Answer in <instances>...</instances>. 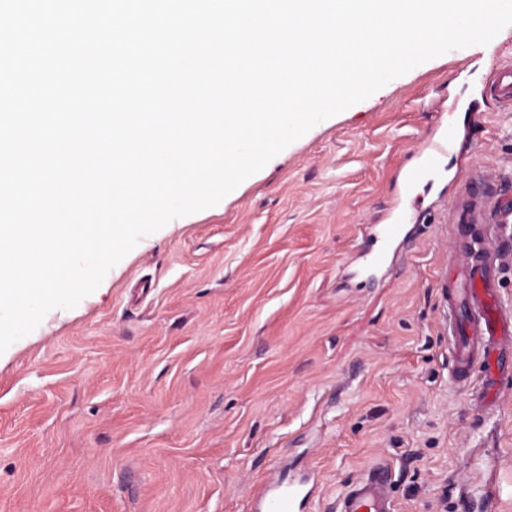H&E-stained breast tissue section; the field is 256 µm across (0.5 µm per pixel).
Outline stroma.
<instances>
[{"label":"stroma","mask_w":512,"mask_h":512,"mask_svg":"<svg viewBox=\"0 0 512 512\" xmlns=\"http://www.w3.org/2000/svg\"><path fill=\"white\" fill-rule=\"evenodd\" d=\"M510 59L512 25L416 66L1 352L0 512H250L260 485L307 476L310 512H333L375 464L395 512H466L489 480L512 512V376L489 407L481 368L452 382L447 180L390 267L346 264L445 121L449 171L483 166L512 196V106L451 109Z\"/></svg>","instance_id":"obj_1"}]
</instances>
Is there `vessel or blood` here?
<instances>
[{
    "label": "vessel or blood",
    "instance_id": "b4317fda",
    "mask_svg": "<svg viewBox=\"0 0 512 512\" xmlns=\"http://www.w3.org/2000/svg\"><path fill=\"white\" fill-rule=\"evenodd\" d=\"M482 93L512 105L511 62L493 69ZM455 135L454 127L444 128L440 142L420 153L417 166L407 173V185L422 180L431 184L441 176ZM463 183L466 190L452 200L449 221L456 234L466 233L471 224L483 225L485 233L460 252L452 280L442 286V296L452 338L453 377L466 381L472 366L481 364L480 400L485 403L493 400L504 353L512 349V306L500 299L495 285V273L507 244L512 243V204L502 202L495 177L485 168L469 169ZM406 219L401 210L391 214L389 223L367 227L369 247L360 254L366 266L384 262L393 244L405 237ZM389 487L387 468L370 467L341 495L336 512H394ZM308 502L309 494L301 487L272 484L261 497L259 512H304Z\"/></svg>",
    "mask_w": 512,
    "mask_h": 512
}]
</instances>
